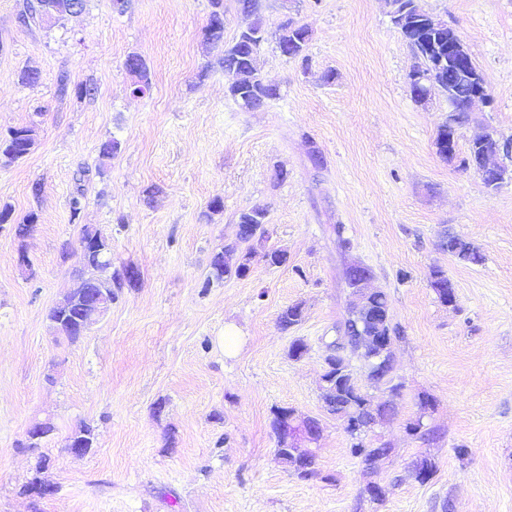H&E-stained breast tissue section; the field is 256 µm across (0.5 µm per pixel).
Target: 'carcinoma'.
<instances>
[{"label": "carcinoma", "mask_w": 512, "mask_h": 512, "mask_svg": "<svg viewBox=\"0 0 512 512\" xmlns=\"http://www.w3.org/2000/svg\"><path fill=\"white\" fill-rule=\"evenodd\" d=\"M69 0H28L21 12L19 19L27 24L37 21L43 12L44 6L51 4H66ZM397 12L407 21L414 22V28L405 36V41L412 48L417 66L429 68V62L437 56L448 57V35H434V31L419 23V10L414 5V0H394ZM242 12L254 17V29L265 31L264 19L259 11V0H239ZM213 10L209 15L207 26L203 30L204 41L220 42L224 40V0H211ZM309 40V31L303 26H296L287 20L278 27V46L283 54H291L297 58L303 54ZM260 43H249L248 31L238 34L232 44L224 48L223 56L218 63L224 73L230 78L228 92L238 104L249 109L253 103V97L263 96L266 100H274L279 96V90L274 85H269L257 73L255 68V56ZM138 64L136 79L131 85L134 95L144 96L151 90V77L148 67L140 55H134ZM73 91L79 98H88L95 94L96 89L90 84H78L69 88L67 78H60L59 91L63 94ZM35 144L34 130L30 126H22L9 130L6 137H0V165H10L25 158ZM500 147L504 151L512 150V142L503 144L491 142L482 145L476 141L470 143L464 165L475 162L478 155L484 149ZM100 232L90 226L82 229L81 242L84 244L82 264L87 268L97 269L107 262L106 247H98ZM440 247L449 255L465 263L479 264L483 257L477 247L466 239L450 233L441 241ZM237 249L235 245H228L224 250L215 253L210 261L209 275L205 285L213 281H219L230 274L243 277L249 272V260L252 252L248 251L242 256V260L232 265L227 260ZM431 287L436 293L437 299L443 305L448 304V289L453 287L448 275L440 268L431 270ZM66 313L65 336L70 339L79 337L78 324L84 318V311L78 305L72 304L69 309L63 310L54 307L49 312V319L53 322L59 320L61 313ZM301 305L294 304L286 307L278 316V324L281 329L288 330L297 325L302 319ZM352 324L361 329L367 336H381L388 343L402 338V330L392 323L389 313V301L387 295L380 291H371L366 296V304L355 315H348L344 324L339 326L337 333L341 334L344 327ZM333 377L326 383L322 392V400L327 411L346 421V432L353 440L352 447H366L365 440L374 426L393 421L397 415L394 405V396L400 391L402 384L395 382V376L386 378L388 393L378 396V404L372 405L373 396L363 386L358 384L350 362L339 363L331 369ZM277 453L301 480H310L317 476L313 470L306 474L301 472L295 458L285 451L282 440L276 441Z\"/></svg>", "instance_id": "carcinoma-1"}]
</instances>
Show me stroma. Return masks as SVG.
<instances>
[{"mask_svg":"<svg viewBox=\"0 0 512 512\" xmlns=\"http://www.w3.org/2000/svg\"><path fill=\"white\" fill-rule=\"evenodd\" d=\"M23 3L0 0V133L36 130L30 154L0 166V205L13 212L0 224V512H512V181L488 192L462 162L478 135L512 138V0H417L456 30L490 94L450 161L435 146L448 100L412 98L415 58L389 0H262L256 64L281 95L258 111L230 96L218 64L248 23L238 0H224L218 44L202 37L210 0H131L122 12L86 0L50 28L22 25ZM287 19L310 32L306 60L279 50ZM132 53L150 70L143 97L130 92ZM26 68L37 85L20 84ZM63 75L95 84L96 96L60 94ZM111 137L120 148L100 161ZM313 145L324 167L312 165ZM255 207L268 238L249 272L203 288L213 254ZM31 213L32 231L17 236ZM85 224L110 239L113 268L137 267L140 282L71 342L47 314L79 284ZM449 233L483 263L441 251ZM272 248L285 264L264 261ZM352 263L371 270L404 330L393 347L398 417L366 439L391 453L372 473L321 399L325 345L354 303L343 275ZM434 267L452 280L456 307L438 301ZM293 304L303 318L281 330ZM297 339L308 346L298 359ZM424 395L434 408L423 416ZM279 407L319 421L309 450L320 478L299 480L276 456ZM419 416L434 441L407 431ZM44 422L53 434L27 447ZM83 423L96 444L76 456L66 438ZM424 455L436 471L422 483L413 466ZM37 474L55 494L24 492ZM370 482L386 488L384 503L362 498Z\"/></svg>","mask_w":512,"mask_h":512,"instance_id":"obj_1","label":"stroma"}]
</instances>
